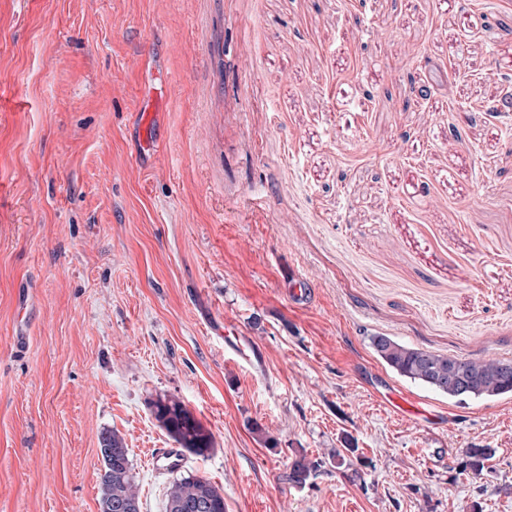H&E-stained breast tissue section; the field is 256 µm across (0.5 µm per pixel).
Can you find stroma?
<instances>
[{"label":"stroma","instance_id":"stroma-1","mask_svg":"<svg viewBox=\"0 0 512 512\" xmlns=\"http://www.w3.org/2000/svg\"><path fill=\"white\" fill-rule=\"evenodd\" d=\"M504 27L512 0H0V512H99L106 429L164 512V394L226 512H512V394L459 403L370 343L512 359ZM152 413L173 441L188 452L205 456L213 448L211 433L180 400L158 396L151 402ZM493 452V448L488 447L465 448L461 462L462 471L480 475L485 468V463L491 459ZM315 463L309 461L304 455L295 456L291 461L289 472L285 476L286 479L295 485H304L316 469L318 464Z\"/></svg>","mask_w":512,"mask_h":512}]
</instances>
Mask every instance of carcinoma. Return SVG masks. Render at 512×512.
<instances>
[{
	"instance_id": "1",
	"label": "carcinoma",
	"mask_w": 512,
	"mask_h": 512,
	"mask_svg": "<svg viewBox=\"0 0 512 512\" xmlns=\"http://www.w3.org/2000/svg\"><path fill=\"white\" fill-rule=\"evenodd\" d=\"M371 344L377 356L397 375L459 402L512 394V368H506L502 359H460L405 346L385 335L372 337ZM450 364L456 369L455 382L448 381ZM151 408L160 426L179 447L197 456H204L213 448L211 433L180 400L159 396L151 402ZM99 445L104 462L100 512H140L138 485L123 438L106 430L99 437ZM348 452L355 449L336 448L332 457L336 458V467L347 471L349 482L356 483L361 474L347 459ZM492 455L493 449L488 447L467 448L463 451L461 469L479 475ZM316 467L306 456L298 455L291 461L286 479L302 486ZM166 512H225L224 491L191 472L183 474L170 482Z\"/></svg>"
}]
</instances>
